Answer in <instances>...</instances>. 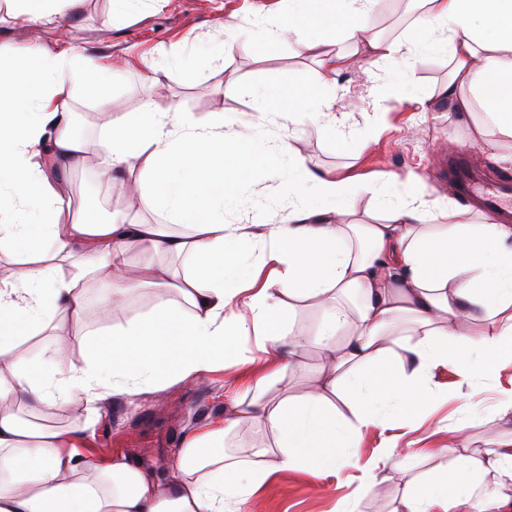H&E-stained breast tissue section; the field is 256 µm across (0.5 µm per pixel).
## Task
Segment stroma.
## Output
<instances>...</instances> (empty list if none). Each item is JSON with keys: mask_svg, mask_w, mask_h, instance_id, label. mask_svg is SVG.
<instances>
[{"mask_svg": "<svg viewBox=\"0 0 512 512\" xmlns=\"http://www.w3.org/2000/svg\"><path fill=\"white\" fill-rule=\"evenodd\" d=\"M288 5L289 0H127L123 5L118 0H78L71 21L62 27L33 26L13 11L1 10L0 51L12 53L35 43L48 47L57 39L72 38L86 47L89 56L110 59L112 71L102 77L89 64L73 65L60 95L67 111L97 113L99 103L87 87L99 80L108 92L111 118L138 111L144 100L151 99L170 110L175 123L184 117L204 122L212 113H223L228 131L242 130L245 121L257 120L253 92L272 85L304 90L324 74L321 58L341 52L348 55L350 68L338 77L331 110L352 135L339 138L323 120L309 115L296 128L294 146L310 167L353 177L350 222L372 221L379 204L393 194L380 174L414 173L435 223H450L448 185L433 173L437 156L444 152L466 150L469 167L481 181L512 183V170H503L486 155L484 140L499 138L494 129L484 127L481 109L452 119L447 103L437 100L436 90L448 79L443 53L430 50L411 61L386 64V81L404 89L407 99L385 112L371 106V60L353 42L328 37L315 56L282 40L272 53L255 54L250 45L264 40L266 16L287 13ZM419 7L418 0H378L367 36L397 40L417 35ZM228 41L239 44L230 54L224 50ZM499 142L501 153L512 155V142ZM285 176V169L276 164L254 170L226 199L225 223L249 224L262 217L276 221L287 214L288 200L277 190ZM108 288L109 279L102 276L87 289L84 318L90 330L126 323L174 299L163 281L150 279L123 307L107 309L102 302ZM242 357L240 364L200 379L171 381L132 399H108L89 424L83 415L57 405L43 406L40 418L54 426L79 429L80 447L92 460L130 457L168 486L181 478L178 460L187 438L223 417L245 383L270 365L250 343ZM434 382L447 392V402L432 423L409 433V445L396 448L397 466L358 497V512H391L406 482L438 465L437 460L416 457V448L447 442L448 428L459 420L468 422L465 453L476 459L483 457L492 439L512 429L493 411L498 389L512 386V366L483 380L481 394L470 402L465 399L468 385L454 371H440ZM356 474L353 468L341 470L327 478V489L320 493L317 479L309 473L281 470L248 499L244 510L331 512L350 493L349 481Z\"/></svg>", "mask_w": 512, "mask_h": 512, "instance_id": "stroma-1", "label": "stroma"}]
</instances>
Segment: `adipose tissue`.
<instances>
[{
  "label": "adipose tissue",
  "mask_w": 512,
  "mask_h": 512,
  "mask_svg": "<svg viewBox=\"0 0 512 512\" xmlns=\"http://www.w3.org/2000/svg\"><path fill=\"white\" fill-rule=\"evenodd\" d=\"M270 23L269 39L288 37L316 47L317 25L359 41L378 0H314ZM420 26L446 53L450 77L437 97L449 114L480 105L500 138L512 140V0H423ZM82 48L60 40L0 54V251L13 268L0 279V512H242L247 499L280 470L300 467L330 477L357 466L366 492L391 463L387 452L360 462L364 430L387 429L438 402L430 385L443 367L478 387L512 363V224H433L414 176L388 175L398 197L384 201V222L345 224V178L312 169L282 126L295 122L299 94L271 86L255 96L266 119L262 136L226 132L223 113L207 122L173 124L154 101L108 122L99 174L118 192L135 186L141 202L166 211L185 232L114 213L71 218L72 199L59 171L80 159L83 141L58 98L66 72L85 60ZM276 163L288 221L262 234L225 228L224 195L254 168ZM149 259L178 257L189 265L179 290L183 304L162 305L103 332L88 330L87 282L107 274V306L123 305L141 284L126 259L129 246ZM269 267L262 288L238 278L250 258ZM74 262L65 277L62 263ZM311 302L323 319L310 334L286 331L288 313ZM84 343L82 364L62 345L31 358L23 343L52 320ZM260 344L274 361L299 364L307 346L324 363L296 396L271 372L250 379L245 399L185 443V478L162 488L145 469L118 456L90 464L77 430L47 429L22 420L56 400L93 415L111 397H130L171 379L202 376L235 362L239 340ZM344 397L347 412L336 410ZM247 427L269 437L272 461L258 467L225 455L224 438ZM465 424L452 430L442 453L452 475L407 484L392 512H512L503 488L512 479V436L494 439L482 459L463 455Z\"/></svg>",
  "instance_id": "obj_1"
}]
</instances>
